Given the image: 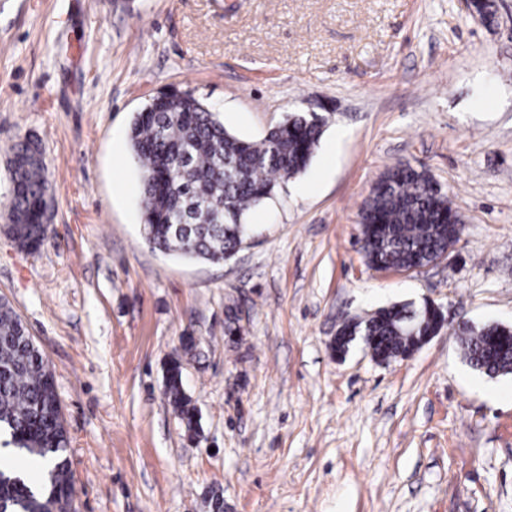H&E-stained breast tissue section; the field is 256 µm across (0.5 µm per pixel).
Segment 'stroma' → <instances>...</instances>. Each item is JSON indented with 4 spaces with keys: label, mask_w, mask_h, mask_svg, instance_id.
I'll return each instance as SVG.
<instances>
[{
    "label": "stroma",
    "mask_w": 512,
    "mask_h": 512,
    "mask_svg": "<svg viewBox=\"0 0 512 512\" xmlns=\"http://www.w3.org/2000/svg\"><path fill=\"white\" fill-rule=\"evenodd\" d=\"M495 2L488 25L465 0H0V214L18 139L52 193L38 250L0 234V296L52 367L72 512H209L213 489L224 512H512V375L471 368L455 333L512 326V0ZM173 88L245 139L329 117L223 264L142 236L129 127ZM399 161L465 229L439 265L381 272L358 213ZM426 300L454 321L411 358L333 351L344 319ZM185 336L194 443L164 396Z\"/></svg>",
    "instance_id": "obj_1"
}]
</instances>
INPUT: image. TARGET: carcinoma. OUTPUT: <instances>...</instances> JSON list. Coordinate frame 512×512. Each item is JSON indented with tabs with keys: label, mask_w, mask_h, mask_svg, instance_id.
I'll return each mask as SVG.
<instances>
[{
	"label": "carcinoma",
	"mask_w": 512,
	"mask_h": 512,
	"mask_svg": "<svg viewBox=\"0 0 512 512\" xmlns=\"http://www.w3.org/2000/svg\"><path fill=\"white\" fill-rule=\"evenodd\" d=\"M471 14L487 24L496 19L494 0H469ZM327 117L291 113L267 134L245 140L224 128L208 105L190 91L163 92L134 114L130 148L141 167L143 229L154 249L183 258L221 264L251 236L246 212L271 197L283 181L309 164ZM11 202L3 216L18 246L37 250L46 241L41 224L49 183L42 151L31 141L10 148ZM464 223L448 191L425 170L397 162L371 186L359 210L362 253L375 270L407 269L446 249L448 227ZM436 315L412 303L376 310L348 320L338 332L371 337L382 363L412 351L429 333ZM463 356L493 378L512 374V327L490 324L459 328ZM165 397L194 442L200 423L184 390L181 356L171 357ZM0 433L4 446L40 468L30 480L10 466L0 467V512L64 510L75 490L67 430L53 371L10 301L0 298Z\"/></svg>",
	"instance_id": "obj_1"
}]
</instances>
